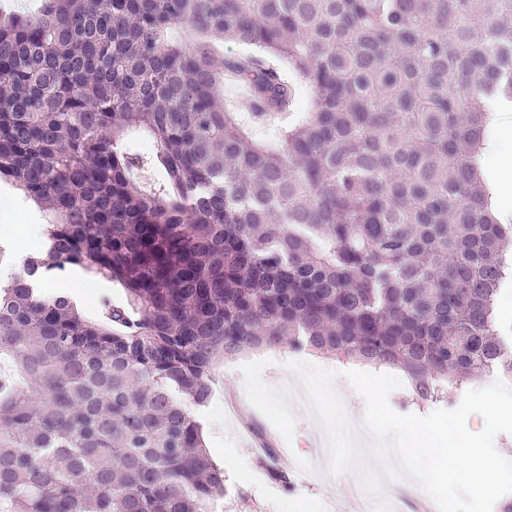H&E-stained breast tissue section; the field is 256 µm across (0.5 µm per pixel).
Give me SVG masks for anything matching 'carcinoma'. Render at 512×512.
<instances>
[{"label":"carcinoma","instance_id":"cac0c4a2","mask_svg":"<svg viewBox=\"0 0 512 512\" xmlns=\"http://www.w3.org/2000/svg\"><path fill=\"white\" fill-rule=\"evenodd\" d=\"M216 38L261 54L219 66ZM503 102L512 0H45L0 18V175L48 213L49 243L0 286V512H211L224 472L189 406L241 353L393 366L425 401L512 378V224L478 165ZM69 266L125 304L100 321L35 288Z\"/></svg>","mask_w":512,"mask_h":512}]
</instances>
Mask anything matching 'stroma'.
I'll return each mask as SVG.
<instances>
[{
	"label": "stroma",
	"instance_id": "1",
	"mask_svg": "<svg viewBox=\"0 0 512 512\" xmlns=\"http://www.w3.org/2000/svg\"><path fill=\"white\" fill-rule=\"evenodd\" d=\"M44 286L47 292L69 297L87 315L99 314L101 296H110L116 305L124 300L118 284L90 277L81 270L51 272ZM265 357L275 361L263 372L267 384L277 387L296 382V375L281 367L282 362L293 360V352L272 349L245 353L217 363L209 402L191 410L203 425L212 462L224 466L226 492L214 501L212 512H283L288 502L295 503L299 512H356V504L348 497L351 475L302 482L293 468H271L270 449H284L294 465L305 463L323 431L301 415L294 436L288 441L265 416L250 408L240 368ZM230 399L239 402L238 413L226 414Z\"/></svg>",
	"mask_w": 512,
	"mask_h": 512
}]
</instances>
